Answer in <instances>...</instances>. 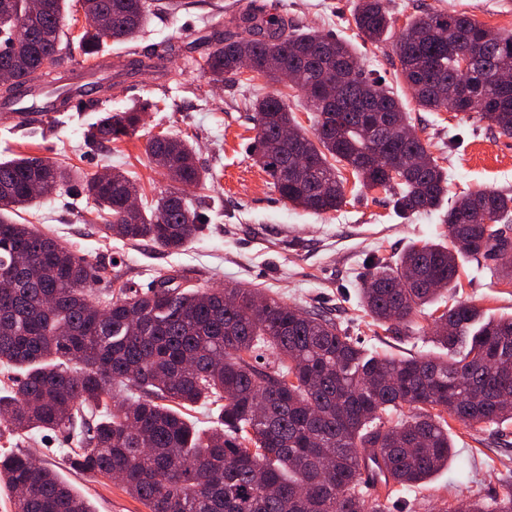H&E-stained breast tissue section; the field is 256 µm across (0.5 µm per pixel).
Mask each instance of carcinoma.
I'll return each mask as SVG.
<instances>
[{"label":"carcinoma","mask_w":512,"mask_h":512,"mask_svg":"<svg viewBox=\"0 0 512 512\" xmlns=\"http://www.w3.org/2000/svg\"><path fill=\"white\" fill-rule=\"evenodd\" d=\"M31 27L15 28L28 0H0V27L15 42V83L0 88L6 104L31 95L37 76L60 94V78L42 70L79 49L98 57L112 43L133 40L150 14L148 0H81L88 26L63 30L66 0ZM239 32L212 33L199 69L216 82L237 78L242 46L272 83L284 68L314 112L309 134L278 94L252 102L251 154L288 203L314 213L346 202L340 168L369 188L393 192L402 217L436 209L448 193L443 167L414 135L382 126L408 121L382 79L362 69L346 83L330 70L357 64L351 44L301 31L257 6L240 13ZM355 28L366 41L386 39L394 20L385 0H357ZM400 74L428 112H474L512 137V89L497 73L512 69V35L486 38L464 13L425 11L396 42ZM478 58L472 73L460 59ZM137 109L112 112L85 138L101 145L136 133ZM146 151L174 183L197 186L208 174L189 142L157 135ZM342 167H337V164ZM71 173L46 159L0 161V425L13 432L68 433L76 447L66 461L78 472L119 477L148 512H382L363 490L371 462L385 483L418 486L448 466V419L466 426L512 421V316L485 319L467 303L432 318L433 342L448 359L365 355L332 318L302 312L257 288L226 283L184 290L171 279L117 293L95 287L85 257L12 214L55 194ZM106 221L128 241L177 250L203 230L202 217L177 191L129 211L139 194L121 171L82 183ZM487 215L490 223L480 216ZM512 194L469 193L448 207L446 240L413 244L392 268L381 261L361 288L372 325L419 333L417 317L442 290L456 287L457 256L492 258L512 271ZM273 355L263 361L262 351ZM127 396L117 395V391ZM224 401L218 427L201 433L183 410ZM407 406L394 425L383 415ZM14 512H94L89 501L30 454L0 452V490ZM448 512H512V484L491 500L459 497Z\"/></svg>","instance_id":"obj_1"}]
</instances>
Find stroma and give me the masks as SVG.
<instances>
[{"label":"stroma","instance_id":"35a3bbf8","mask_svg":"<svg viewBox=\"0 0 512 512\" xmlns=\"http://www.w3.org/2000/svg\"><path fill=\"white\" fill-rule=\"evenodd\" d=\"M250 0H192L189 8L152 13L141 36L115 43L104 51L109 83L102 94L108 107L140 109L138 132L105 145L88 147L84 134L97 113L50 112L42 122L19 129L0 125V160L17 154L49 159L74 179L50 199L21 211L17 219L36 225L84 255L97 266L100 287L136 288L157 278L186 288L238 283L260 288L307 310L332 316L366 352L410 357L438 354L429 337L373 330L361 305L359 288L379 260H395L412 243L439 241L445 230L439 213L398 216L388 191L366 188L343 170L346 203L336 211L314 214L281 199L269 177L249 153L254 138L252 101L276 91L305 128L313 118L303 94L291 86L257 77L216 87L192 65L190 42L199 37L202 19L224 29L235 28L239 10ZM302 29L350 40L361 66L381 76L404 105L418 136L448 173V198L479 190L512 193V138L479 121L477 115L419 110L399 74L395 38L371 44L356 36V0H251ZM396 28L423 11L466 13L499 32L512 33V2L503 0H388ZM179 52L162 61L164 76L131 73L134 54ZM172 134L197 151L206 181L184 195L204 216V228L178 251L146 241L129 242L107 232L93 205L79 191L82 179L119 170L135 180L139 203L149 207L173 184L151 162L150 137ZM457 288L442 293L443 309L464 301L495 316L512 315V280L471 258L460 260ZM453 444L448 466L411 489L392 486L377 493L384 512H441L455 496L481 491L493 496L512 481V423L467 427L450 421ZM64 434H0V450L20 448L58 472L95 512H148L119 482L71 470L65 451L73 447Z\"/></svg>","mask_w":512,"mask_h":512}]
</instances>
